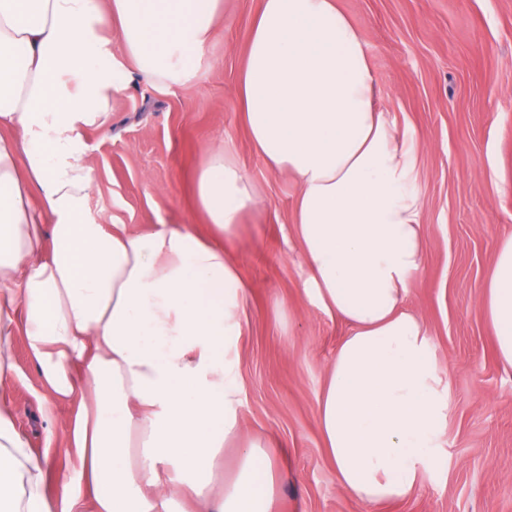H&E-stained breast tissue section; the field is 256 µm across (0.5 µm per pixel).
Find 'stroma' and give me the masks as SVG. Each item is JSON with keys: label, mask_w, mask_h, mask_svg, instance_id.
Listing matches in <instances>:
<instances>
[{"label": "stroma", "mask_w": 512, "mask_h": 512, "mask_svg": "<svg viewBox=\"0 0 512 512\" xmlns=\"http://www.w3.org/2000/svg\"><path fill=\"white\" fill-rule=\"evenodd\" d=\"M261 3L224 0L194 82L162 91L136 75L113 97L106 125L87 137L95 189L86 210L100 224L139 232L190 224L210 236L194 173L230 139L260 195L224 245L248 288L239 419L248 435L279 449L288 471L274 512H512V368L499 361L481 310L495 241L512 235V0H339L367 48L382 106L418 145L425 254L404 304L424 320L449 370L440 466L411 497L381 504L352 497L336 480L316 410L348 327L303 297L298 188L267 169L241 119L240 68ZM10 351L18 375L0 384V404L43 456V488L53 495L79 480L71 409L45 420L24 339Z\"/></svg>", "instance_id": "stroma-1"}]
</instances>
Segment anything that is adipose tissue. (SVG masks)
Listing matches in <instances>:
<instances>
[{
  "label": "adipose tissue",
  "mask_w": 512,
  "mask_h": 512,
  "mask_svg": "<svg viewBox=\"0 0 512 512\" xmlns=\"http://www.w3.org/2000/svg\"><path fill=\"white\" fill-rule=\"evenodd\" d=\"M223 12L224 0H0V383L18 374L22 336L45 417L74 409L80 473L48 496L1 405L0 512H185L188 498L196 512H274V450L239 422L248 294L221 241L258 192L232 143L194 176L219 242L187 224L109 227L85 207L86 128L105 124L131 72L164 90L193 82ZM238 95L255 151L299 188L302 292L349 327L317 406L336 479L371 503L409 497L440 462L449 410L448 370L403 307L424 261L416 148L379 106L338 0H262ZM483 310L512 367V236L496 243ZM233 442L238 472L221 485Z\"/></svg>",
  "instance_id": "1"
}]
</instances>
